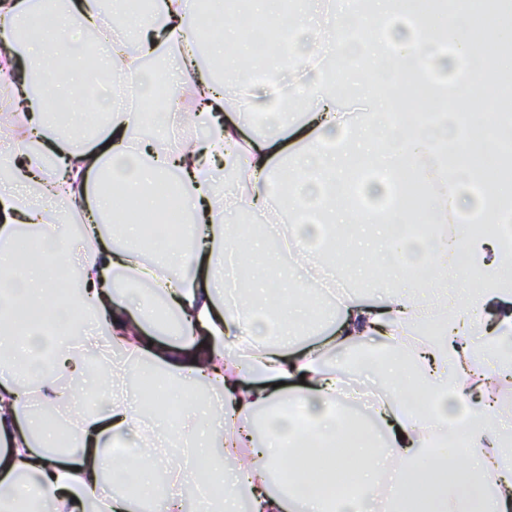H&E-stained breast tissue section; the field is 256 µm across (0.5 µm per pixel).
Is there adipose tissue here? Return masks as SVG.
<instances>
[{"label": "adipose tissue", "instance_id": "ef3b65f1", "mask_svg": "<svg viewBox=\"0 0 512 512\" xmlns=\"http://www.w3.org/2000/svg\"><path fill=\"white\" fill-rule=\"evenodd\" d=\"M226 8L0 0V77L26 116L0 164V512H187L185 495L152 494L175 480L166 462L176 450L225 486L199 494V512H239L243 496L250 512H404L417 486L431 512H512V406L499 396L512 384V178L488 182L468 146L472 126L491 128L494 144L512 140V124L466 109L469 71H512V59L488 57L465 13L425 12L419 0H375L364 69L352 65L362 49L336 35L351 20L344 0H325L326 21L292 54L298 21L283 0H252L277 50L264 31L225 22ZM397 14L413 28L385 41ZM107 16L109 79L93 89L85 37ZM205 16L215 33L202 32ZM447 43L463 48L467 69L439 81L433 63ZM160 55L165 77L145 66ZM343 75L356 88L346 98L334 91ZM125 80L141 107L118 93ZM385 83L421 88L434 111L407 124L409 99L376 93ZM159 84L171 98L155 97ZM187 89L198 134L175 148L168 128ZM89 94L92 111H73ZM268 97L282 108L251 132L245 116ZM358 166L388 187H419L416 205L355 201ZM465 183L479 189L470 207ZM231 207L262 215L263 233L230 240ZM165 212L189 222L178 241L148 248L137 216ZM341 231L350 266L381 288L375 302L327 296ZM27 236L44 260H21ZM273 249L287 270L310 268L298 298L265 280ZM86 324L144 367L151 392L116 396L122 371L90 357ZM367 341L384 354L350 369ZM343 431L352 446L327 454ZM288 463L326 483L354 469L357 489L280 484Z\"/></svg>", "mask_w": 512, "mask_h": 512}]
</instances>
